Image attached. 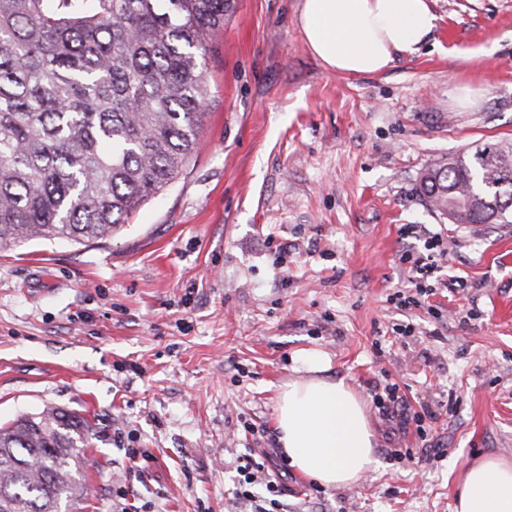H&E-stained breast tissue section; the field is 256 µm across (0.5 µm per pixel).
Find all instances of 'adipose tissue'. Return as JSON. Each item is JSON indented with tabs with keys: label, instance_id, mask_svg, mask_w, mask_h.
Listing matches in <instances>:
<instances>
[{
	"label": "adipose tissue",
	"instance_id": "ef3b65f1",
	"mask_svg": "<svg viewBox=\"0 0 512 512\" xmlns=\"http://www.w3.org/2000/svg\"><path fill=\"white\" fill-rule=\"evenodd\" d=\"M304 40L327 67L359 75L385 71L395 54H415L437 26L430 0H302ZM317 351L296 358L295 378L276 403L278 442L290 466L325 488L358 484L380 462L364 403ZM455 512H512V461L471 464Z\"/></svg>",
	"mask_w": 512,
	"mask_h": 512
}]
</instances>
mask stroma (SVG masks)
Returning a JSON list of instances; mask_svg holds the SVG:
<instances>
[{"instance_id":"1","label":"stroma","mask_w":512,"mask_h":512,"mask_svg":"<svg viewBox=\"0 0 512 512\" xmlns=\"http://www.w3.org/2000/svg\"><path fill=\"white\" fill-rule=\"evenodd\" d=\"M431 7L417 54L353 76L308 48L301 0H231L178 178L111 237L0 252V424L56 408L95 427L87 493L59 512H247L238 459L276 447L303 351L366 402L381 467L338 489L289 471L288 512H454L470 463L512 460V227L419 192L449 155L512 145V0ZM407 224L446 253L401 310ZM393 383L435 413L426 436L376 407Z\"/></svg>"}]
</instances>
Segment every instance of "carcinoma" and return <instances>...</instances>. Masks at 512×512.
I'll return each instance as SVG.
<instances>
[{
  "label": "carcinoma",
  "instance_id": "cac0c4a2",
  "mask_svg": "<svg viewBox=\"0 0 512 512\" xmlns=\"http://www.w3.org/2000/svg\"><path fill=\"white\" fill-rule=\"evenodd\" d=\"M231 0H0V251L114 233L182 173L209 101L206 57ZM456 224L512 222V148L425 170ZM86 419L52 409L0 427V512L86 494Z\"/></svg>",
  "mask_w": 512,
  "mask_h": 512
}]
</instances>
